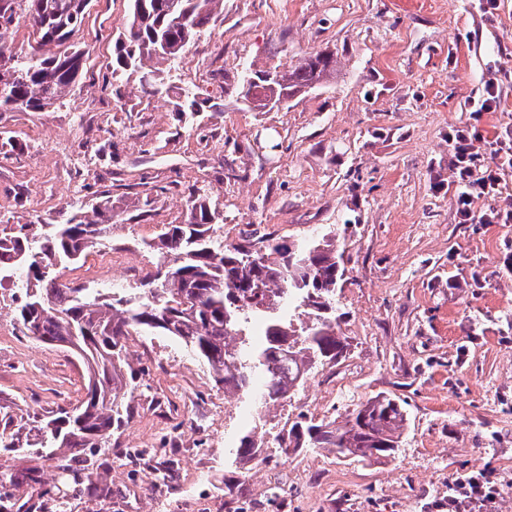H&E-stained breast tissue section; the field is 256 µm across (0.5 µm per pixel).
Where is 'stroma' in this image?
I'll use <instances>...</instances> for the list:
<instances>
[{
    "label": "stroma",
    "instance_id": "35a3bbf8",
    "mask_svg": "<svg viewBox=\"0 0 512 512\" xmlns=\"http://www.w3.org/2000/svg\"><path fill=\"white\" fill-rule=\"evenodd\" d=\"M128 0H94L74 40L84 49L78 86L46 112H9L0 131V220L53 224L76 199L112 195L117 269L150 272L142 242L182 223L184 194L207 186L224 203V238L250 225L302 243L336 227L346 279L338 330L347 347L318 368L319 400L299 392L266 409V442L298 415L330 421L383 394L409 423L396 457L357 463L329 448L232 464L253 418L168 336L128 337L135 415L115 447L98 449L91 478L62 483L52 460L26 449L0 464L35 470L21 487L30 512H444L448 483L483 471L512 480V223L485 224L488 206L512 207V168L494 198L461 223L453 200V127L470 101L512 68V0L486 16L482 0H224L215 26L181 62L162 68V94L138 74L113 95L112 37ZM316 51L337 71L279 111L253 112L233 89L246 69L289 66ZM196 93L185 121L173 104ZM474 141L512 145V82ZM163 187L138 224L122 221L139 190ZM0 311V410L45 417L83 394V367L66 349L23 335ZM170 468L169 481L153 479Z\"/></svg>",
    "mask_w": 512,
    "mask_h": 512
}]
</instances>
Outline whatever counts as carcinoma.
I'll return each instance as SVG.
<instances>
[{"label": "carcinoma", "mask_w": 512, "mask_h": 512, "mask_svg": "<svg viewBox=\"0 0 512 512\" xmlns=\"http://www.w3.org/2000/svg\"><path fill=\"white\" fill-rule=\"evenodd\" d=\"M131 10L112 48V80L140 74L142 92L156 91L157 71L148 63L171 64L186 47L216 24L224 0H130ZM91 0H0L14 25L38 26V45L54 53L16 51L14 72H0V113L23 100L30 111L61 103L79 84L83 52L70 39L85 19ZM188 16L174 23L177 15ZM336 74V58L316 52L279 71V89L306 94ZM187 220L168 224L154 253V271L138 288L108 296L60 273L85 262L112 242V196L92 206L81 202L65 222L17 224L0 229V281L9 270L26 273L25 299L14 308L20 331L33 339L68 348L86 373L84 396L38 426L32 444L56 469L87 470L86 448H107L133 416L125 340L133 334L170 336L213 374L224 391L252 400L263 378L261 400L275 405L291 397L314 369L336 360L346 343L338 335L341 314L336 288L345 274L335 237L321 234L294 244L255 233L248 245L224 243L216 212L219 196L196 187L185 201ZM254 250V261L243 250ZM407 415L395 399L380 397L357 405L342 424L297 421L275 436L284 455L296 449L334 448L356 461L394 456ZM14 415H0V447L20 449ZM253 425L238 438L235 459L250 462L264 447ZM38 476L0 467V486L20 487Z\"/></svg>", "instance_id": "cac0c4a2"}]
</instances>
